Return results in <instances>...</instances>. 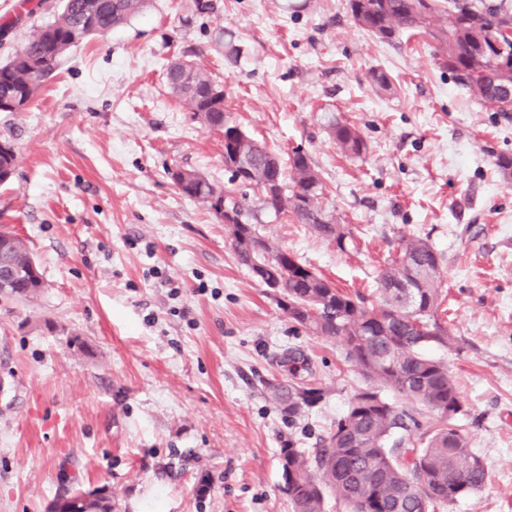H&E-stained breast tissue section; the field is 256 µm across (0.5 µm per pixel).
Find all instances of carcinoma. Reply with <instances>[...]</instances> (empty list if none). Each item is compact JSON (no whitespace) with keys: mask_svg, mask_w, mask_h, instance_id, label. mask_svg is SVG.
I'll return each mask as SVG.
<instances>
[{"mask_svg":"<svg viewBox=\"0 0 512 512\" xmlns=\"http://www.w3.org/2000/svg\"><path fill=\"white\" fill-rule=\"evenodd\" d=\"M348 0L355 22L384 42L405 32L430 31L438 42L436 59L455 81L482 106L507 116L512 113V64L494 66L496 50L489 42L495 26L512 22L508 0ZM147 0H63L56 20L43 27L21 50L0 65V112L27 107L66 53L82 41L127 22L143 11ZM172 94L210 130L243 135L244 154L251 174L237 181L230 173L228 186L219 188L201 175L176 169L170 172L182 194L216 209L212 198L235 213L255 247L234 249L239 263L256 274L272 265L279 274L277 301L291 322L314 336L335 338L346 359L377 386L355 393L347 411L330 428L322 445L308 453L294 438L281 441L279 460L285 490L293 512H326V494L347 512H423L446 506L480 489L487 471L468 447L467 437L455 420L463 411L458 387L442 357L432 348L448 349L452 336L438 311L443 303L442 256L428 242L403 239L384 260L377 282L378 302L338 288L313 267L289 254L262 235L257 217L239 187L259 193L261 205L275 215H291L317 236L336 243L341 251L354 244V231L339 224L317 204L322 181L306 153L295 150L282 160L237 125L224 111V86L194 65L175 60L166 68ZM329 135L346 157L368 151L360 130L336 119ZM16 154L0 144V183L15 171ZM277 178V193L269 196V177ZM34 263L26 243L16 234L0 230V275L26 270ZM41 279L1 294L0 299L33 297ZM289 377L265 382V393L292 421L324 399L323 389L299 374L296 356L288 353ZM426 406L433 422L421 424L411 413L381 396L384 389ZM56 512H113L112 496L103 490L74 491L54 502Z\"/></svg>","mask_w":512,"mask_h":512,"instance_id":"obj_1","label":"carcinoma"}]
</instances>
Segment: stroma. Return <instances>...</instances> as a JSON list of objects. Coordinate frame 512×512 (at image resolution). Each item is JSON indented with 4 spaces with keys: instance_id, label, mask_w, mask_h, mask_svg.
I'll return each instance as SVG.
<instances>
[{
    "instance_id": "obj_1",
    "label": "stroma",
    "mask_w": 512,
    "mask_h": 512,
    "mask_svg": "<svg viewBox=\"0 0 512 512\" xmlns=\"http://www.w3.org/2000/svg\"><path fill=\"white\" fill-rule=\"evenodd\" d=\"M212 2L201 14L194 0H149L71 48L24 110L0 112V143L17 156L0 229L26 242L43 281L34 298L0 300V512H48L66 485L106 490L114 512H292L281 435L319 447L370 384L339 341L288 319L222 219L170 178H228L223 134L166 83L176 58L223 84L243 130L309 156L320 205L355 243L340 251L268 213L264 236L371 299L400 238L442 254L456 424L488 480L437 512H512V178L495 166L512 156V119L440 68L430 35L380 41L347 0ZM59 10L0 0V64ZM229 36L242 49L233 66ZM337 118L361 130L363 158L329 138ZM291 347L325 398L290 422L264 382Z\"/></svg>"
}]
</instances>
